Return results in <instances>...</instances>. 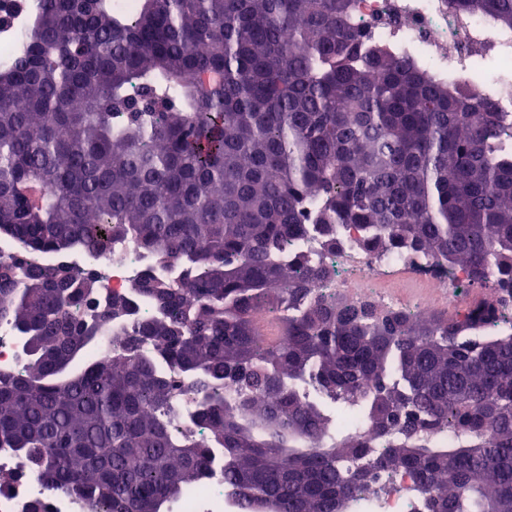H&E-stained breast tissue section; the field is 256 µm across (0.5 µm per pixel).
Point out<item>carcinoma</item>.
Returning a JSON list of instances; mask_svg holds the SVG:
<instances>
[{
	"mask_svg": "<svg viewBox=\"0 0 512 512\" xmlns=\"http://www.w3.org/2000/svg\"><path fill=\"white\" fill-rule=\"evenodd\" d=\"M512 28V0H453ZM352 0H41L0 65V234L155 263L97 306L77 262L0 260V448L83 512H164L224 470L240 512H512V123L367 43ZM316 254L422 255L489 289L443 318L318 292ZM276 315L278 343L254 317ZM113 335L109 363L83 357ZM368 426H353L355 418ZM24 367L20 353L19 340L12 325L0 322V372L17 373ZM391 493L379 503V512H414L417 503L408 493L407 488L413 483V477L400 472L394 477Z\"/></svg>",
	"mask_w": 512,
	"mask_h": 512,
	"instance_id": "obj_1",
	"label": "carcinoma"
}]
</instances>
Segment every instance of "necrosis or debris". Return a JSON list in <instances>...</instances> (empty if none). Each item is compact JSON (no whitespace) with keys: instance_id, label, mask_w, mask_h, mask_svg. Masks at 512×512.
<instances>
[{"instance_id":"necrosis-or-debris-1","label":"necrosis or debris","mask_w":512,"mask_h":512,"mask_svg":"<svg viewBox=\"0 0 512 512\" xmlns=\"http://www.w3.org/2000/svg\"><path fill=\"white\" fill-rule=\"evenodd\" d=\"M35 0H0V64L12 61L28 33V16ZM351 24L363 35L415 56L431 76L454 86H467L494 99L500 111L512 112V81L488 75L474 80L470 66L477 52L498 59L512 69V29L497 24L493 16L456 10L451 0H354ZM95 270L105 295L130 293L135 278L147 262L133 242L113 246L111 254L85 256ZM330 275L322 284L324 293L354 300H370L393 309L429 313L435 308L455 311L469 308L460 291L466 279L462 270L425 264L404 256L377 255L345 247L325 255ZM411 273L419 294L407 302L383 286L384 278L396 272ZM0 474L10 478V491L0 497V512H26L35 499L50 497L52 512H79L75 500L61 493L46 494L13 453L0 449ZM176 512H224V478L215 475L185 490Z\"/></svg>"}]
</instances>
